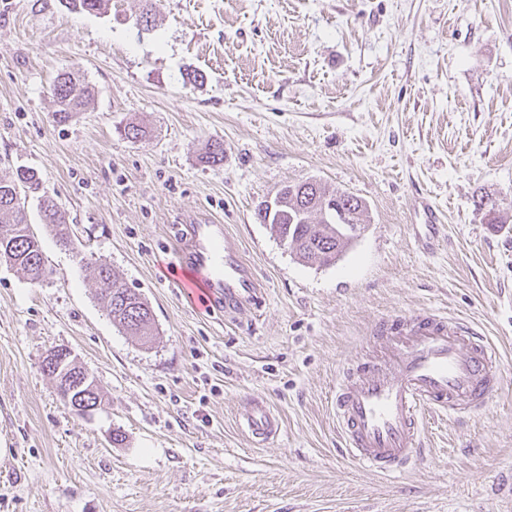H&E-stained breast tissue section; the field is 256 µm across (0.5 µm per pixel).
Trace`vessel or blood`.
Listing matches in <instances>:
<instances>
[{
  "label": "vessel or blood",
  "mask_w": 512,
  "mask_h": 512,
  "mask_svg": "<svg viewBox=\"0 0 512 512\" xmlns=\"http://www.w3.org/2000/svg\"><path fill=\"white\" fill-rule=\"evenodd\" d=\"M415 238L438 233V214L426 199ZM183 288L193 303L225 302L243 308L260 291L252 268L224 245V227L186 225ZM497 347L472 324L433 312L382 320L362 353L342 368L331 406L343 453L373 472L394 475L412 468L423 452L425 419L456 420L485 412L499 381ZM248 437L262 445L280 431L276 415L253 401L243 416Z\"/></svg>",
  "instance_id": "vessel-or-blood-1"
}]
</instances>
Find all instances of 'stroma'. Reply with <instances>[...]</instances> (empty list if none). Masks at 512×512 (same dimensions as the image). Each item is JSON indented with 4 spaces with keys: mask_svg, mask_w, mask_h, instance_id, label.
Here are the masks:
<instances>
[{
    "mask_svg": "<svg viewBox=\"0 0 512 512\" xmlns=\"http://www.w3.org/2000/svg\"><path fill=\"white\" fill-rule=\"evenodd\" d=\"M144 5L0 0V175L37 172L23 203L50 270L37 285L0 263V512H512V0H161L148 29ZM64 71L94 98L59 125ZM312 179L367 204L330 266L254 216ZM421 195L445 228L430 251ZM194 216L254 268L256 304L198 310L168 277ZM99 259L151 305L152 344L101 308ZM426 309L482 326L501 384L489 412L427 419L421 461L380 475L340 451L331 397L374 324ZM58 346L96 380L87 417L42 370ZM257 398L282 422L260 447L240 426ZM39 212L43 224L54 231L57 243L65 250H74V242L68 230L67 212L55 199L43 196L39 200Z\"/></svg>",
    "mask_w": 512,
    "mask_h": 512,
    "instance_id": "1",
    "label": "stroma"
}]
</instances>
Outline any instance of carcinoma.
Masks as SVG:
<instances>
[{"mask_svg":"<svg viewBox=\"0 0 512 512\" xmlns=\"http://www.w3.org/2000/svg\"><path fill=\"white\" fill-rule=\"evenodd\" d=\"M108 0H65L73 10L101 13ZM57 109L52 113L57 124L68 122L75 114L84 112L93 97V88L72 72L57 76L52 87ZM202 161L214 166L224 161V142L212 141L202 156ZM39 184L37 174L20 169L9 176H0V261L23 270L29 280L41 283L49 275L37 239L30 231L25 208L18 201L21 192L35 189ZM315 182L305 181L283 186L278 195L288 200V206L272 213L265 204L255 210L260 224L270 225L280 242L291 249L303 263L330 265L340 259L346 249L360 236L361 223L339 224L336 215L323 211L329 192L319 187L314 211H303L299 203L302 188ZM43 224L54 231L57 243L65 250H75L68 230L67 212L55 199L43 196L39 200ZM97 278L106 285L98 300L113 325L131 336L149 340L153 337L155 320L152 310L142 295L122 282L110 264H94Z\"/></svg>","mask_w":512,"mask_h":512,"instance_id":"1","label":"carcinoma"}]
</instances>
